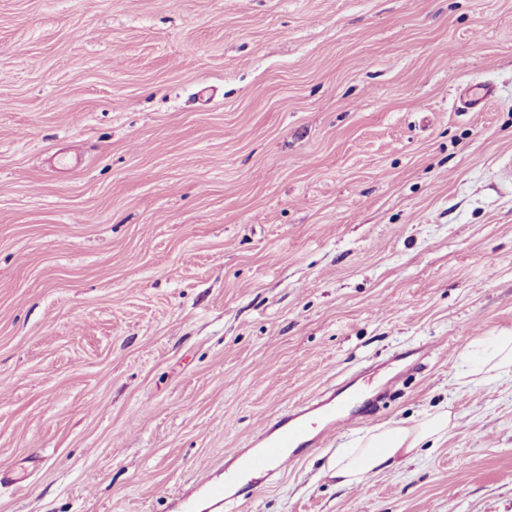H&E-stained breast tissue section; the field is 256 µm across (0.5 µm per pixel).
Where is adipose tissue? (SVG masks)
I'll return each mask as SVG.
<instances>
[{
	"label": "adipose tissue",
	"mask_w": 512,
	"mask_h": 512,
	"mask_svg": "<svg viewBox=\"0 0 512 512\" xmlns=\"http://www.w3.org/2000/svg\"><path fill=\"white\" fill-rule=\"evenodd\" d=\"M512 377V334L497 337L493 350L481 361L467 365L460 374L465 383L480 385ZM452 425L447 406H439L413 424L396 423L368 430L352 447L337 451L327 473L338 486L355 487L379 471L401 464L427 443L443 440Z\"/></svg>",
	"instance_id": "obj_1"
}]
</instances>
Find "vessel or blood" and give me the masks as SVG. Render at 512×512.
<instances>
[{
  "mask_svg": "<svg viewBox=\"0 0 512 512\" xmlns=\"http://www.w3.org/2000/svg\"><path fill=\"white\" fill-rule=\"evenodd\" d=\"M355 382V377H348L339 387L329 388L265 425L257 435L256 448L235 454L232 464L224 468L223 484L210 486L216 506L224 507L233 494H250L252 475L282 470L304 448L323 444L336 428L356 423L360 413L354 403L360 392Z\"/></svg>",
  "mask_w": 512,
  "mask_h": 512,
  "instance_id": "obj_1",
  "label": "vessel or blood"
}]
</instances>
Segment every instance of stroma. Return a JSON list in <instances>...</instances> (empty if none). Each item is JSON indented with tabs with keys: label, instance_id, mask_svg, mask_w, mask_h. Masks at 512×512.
Masks as SVG:
<instances>
[{
	"label": "stroma",
	"instance_id": "35a3bbf8",
	"mask_svg": "<svg viewBox=\"0 0 512 512\" xmlns=\"http://www.w3.org/2000/svg\"><path fill=\"white\" fill-rule=\"evenodd\" d=\"M511 331L512 0H0V512H211L351 374L377 409L225 512H512V377L455 383ZM452 425L448 404L437 407L411 425L396 423L368 430L351 448H341L330 461L327 474L337 486L356 487L379 471L412 458L418 448L437 444Z\"/></svg>",
	"mask_w": 512,
	"mask_h": 512
}]
</instances>
